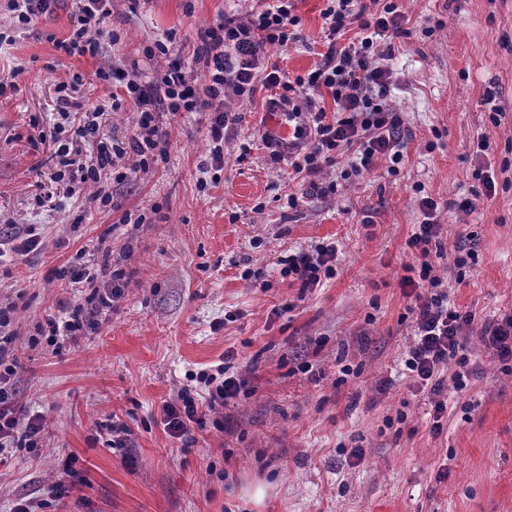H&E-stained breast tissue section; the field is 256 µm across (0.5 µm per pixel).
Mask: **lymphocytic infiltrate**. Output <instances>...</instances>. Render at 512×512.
<instances>
[{
  "mask_svg": "<svg viewBox=\"0 0 512 512\" xmlns=\"http://www.w3.org/2000/svg\"><path fill=\"white\" fill-rule=\"evenodd\" d=\"M112 14V0H72L70 30L65 38L54 40L55 49L68 56H98L102 39L117 43V34H105L103 23ZM322 16L327 25L323 61L306 76L286 79L278 69L268 68L269 49L286 48L296 40L300 18L294 13V0H277L260 11L225 15L214 26L201 30L200 48L191 61L181 58L185 46L175 34L146 48L147 58L168 57L163 76L156 81L142 80L138 72L108 64L98 67L96 80L110 86L108 98L94 106L96 120L78 128L77 135L95 145L94 155L86 160L70 157L68 144L58 148V168L50 182L64 196H72L81 187H90V203L100 207L112 204L113 186L148 172L160 145V114L169 112H205L209 115L207 136L210 159L202 163V173L224 168V144L238 122V102L253 99L259 90H277L270 99L272 109L294 121L293 136L305 140L304 150L282 153V143L273 134L265 140L272 161L288 160L302 180L301 196H289V206L300 197L334 194L337 179L362 176L378 162H386L388 174H395L402 160L399 129L403 120L392 107L390 89L393 71L388 62L392 42L406 36L405 16L395 0H326ZM361 30L360 38L344 41L350 27ZM132 110L133 133L124 139L103 133L99 118L112 112ZM352 159L340 175L332 168L341 151ZM423 215L420 224L406 242L413 256L406 265L401 285L415 291L412 316L413 341L406 352L405 366L420 391L426 392L432 411L431 432L440 435L442 419L448 409L447 386L463 390L468 385L467 369L472 361L471 336H479L483 345L501 362H512V315L476 323L469 312L454 307L446 291L447 277L431 260L442 251L443 224L437 216V203L415 186ZM337 247L319 242L310 250L289 255L282 274L297 281L301 290L320 285L335 269ZM116 288L93 289L85 302L63 309L61 316L50 318L47 346L59 347L61 339L71 338L88 326V310H111ZM13 303H0V447L14 445L36 452L42 421L39 416L24 415L12 400L14 378L20 361L14 326ZM455 365L452 377H445L448 365ZM198 390L182 389L176 400L164 408L163 425L170 435L187 438L192 426L201 425L206 414L223 410L226 403L248 393L250 382L243 373L201 372L196 376Z\"/></svg>",
  "mask_w": 512,
  "mask_h": 512,
  "instance_id": "lymphocytic-infiltrate-1",
  "label": "lymphocytic infiltrate"
}]
</instances>
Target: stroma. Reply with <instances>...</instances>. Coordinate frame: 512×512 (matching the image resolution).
Wrapping results in <instances>:
<instances>
[{
    "mask_svg": "<svg viewBox=\"0 0 512 512\" xmlns=\"http://www.w3.org/2000/svg\"><path fill=\"white\" fill-rule=\"evenodd\" d=\"M69 6L62 0L0 48V78L17 86L0 99V226L40 225L44 241L0 266V297L16 303L20 333L13 398L44 419L38 454L0 450V512L70 469L81 483L45 512H512V370L471 337L469 386L449 391L443 432L432 435L425 396L403 366L413 336L400 285L423 219L420 184L440 209L441 268H452L467 233L479 238L476 265L448 280L451 303L479 322L512 314V124L490 119L512 113V0H403L411 34L394 39L391 61L398 174L381 166L338 180L335 194L295 209L293 170L271 164L263 139L269 130L291 141L293 128L267 111L263 91L237 104L221 179L207 189L208 115L181 112L162 118L165 159L114 187V208L79 193L39 206L58 162V83L81 73L74 95L95 104L110 91L94 77L100 65L152 80L167 61L147 59L145 46L172 29L196 46L200 28L252 2L112 0L104 28L119 41L95 58L47 41L68 35ZM325 7L297 0V39L268 58L287 78L321 64ZM483 136L490 148L480 154ZM479 168L506 170L508 185L474 211L454 209L479 188ZM127 213L146 221L122 223ZM323 240L338 247L331 278L303 291L282 277L288 254ZM108 249L124 257L123 293L98 328L55 353L29 348L36 326L81 295L60 269L77 251L91 262ZM227 358L249 371L252 394L207 415L193 442L171 437L164 406ZM112 422L131 429L127 447L98 432ZM257 484L259 501L248 493Z\"/></svg>",
    "mask_w": 512,
    "mask_h": 512,
    "instance_id": "35a3bbf8",
    "label": "stroma"
}]
</instances>
